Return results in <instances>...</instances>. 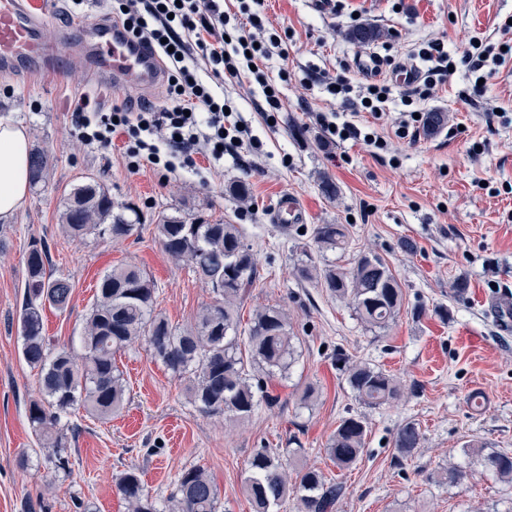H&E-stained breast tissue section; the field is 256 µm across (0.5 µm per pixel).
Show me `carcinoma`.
Returning <instances> with one entry per match:
<instances>
[{
	"instance_id": "cac0c4a2",
	"label": "carcinoma",
	"mask_w": 512,
	"mask_h": 512,
	"mask_svg": "<svg viewBox=\"0 0 512 512\" xmlns=\"http://www.w3.org/2000/svg\"><path fill=\"white\" fill-rule=\"evenodd\" d=\"M386 36L372 25L346 33L353 43H370ZM51 154L40 148L30 153L32 184H39L52 167ZM133 208L117 207L94 178L74 186L67 194L60 216L63 234L82 240L96 234L124 239L137 230ZM164 251L186 263L196 279L212 287L216 299L198 314L194 325L180 329L155 312L156 288L135 265H120L106 273L98 284L94 303L86 317L79 350L51 349L44 335L43 316L48 307L63 309L71 296L69 281L49 270L46 244L31 243L26 255L25 298L18 319L22 356L37 370L41 398L29 403L27 418L43 447L46 461L56 471L69 470L67 433L62 420L83 409L107 420L123 409L126 387L116 356L135 342H142L151 357L179 379L198 411L242 423L250 420L260 402L269 405L278 397L269 394L267 382L288 379L297 354L290 336L288 314L280 307L266 306L250 317L246 336H238L240 309L249 288L258 278L257 260L234 224L197 217L164 216L155 227ZM313 240L320 249L336 250L346 244L343 224H317ZM301 280L320 278L323 287L353 307L357 318L370 327L382 328L400 313L403 292L385 260L377 254L361 256L354 268L334 266L320 271L302 264L296 268ZM347 382L355 398L369 409L401 399V382L392 374L366 363L347 370ZM367 435L365 420L350 415L340 420L329 438L327 454L339 469L357 464ZM417 423L402 424L396 434V460H408L422 447ZM463 454L502 481L512 483V454L487 450L468 442ZM250 476L245 494L252 512H278L296 495L301 512H335L343 486L318 470L306 469L288 481V460L276 448H259L248 461ZM469 474L450 466L443 480L463 486ZM117 489L130 512H157L145 491L139 472L125 471ZM171 512H217V489L201 467L181 470L169 495Z\"/></svg>"
}]
</instances>
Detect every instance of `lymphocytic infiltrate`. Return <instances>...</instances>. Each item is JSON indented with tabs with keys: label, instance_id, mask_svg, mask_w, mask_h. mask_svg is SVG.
Segmentation results:
<instances>
[{
	"label": "lymphocytic infiltrate",
	"instance_id": "f902f5d3",
	"mask_svg": "<svg viewBox=\"0 0 512 512\" xmlns=\"http://www.w3.org/2000/svg\"><path fill=\"white\" fill-rule=\"evenodd\" d=\"M123 34L130 44L153 49L166 74L167 103L139 111L115 106L103 110L90 96L73 103L70 123L79 139L88 146L108 149L114 136H122V157L129 169L147 165L160 177L177 167L192 168L196 145H203L209 162L220 163L226 149L233 145H253L247 127L231 119L227 105L217 88L251 72L255 82L265 89L268 111L282 108L279 89L273 88L260 62L274 56L287 57L288 45L278 35H263L264 23L259 11L241 6L242 18L228 22L221 0H117ZM507 38L492 43L470 39L461 56H454L443 41L422 42L416 55L423 68L415 84L404 94L406 103L433 96L437 87L450 80V65L465 67L469 86L461 96L469 102L488 99L489 79L512 62V25L501 23ZM193 35L186 44L185 35ZM325 88L341 105L381 118L391 88L384 82L356 83L346 73L327 79ZM317 121L327 139L334 142L363 141L373 154L388 147L386 139L374 128L358 127L339 121L337 113H321Z\"/></svg>",
	"mask_w": 512,
	"mask_h": 512
}]
</instances>
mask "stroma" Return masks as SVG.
Instances as JSON below:
<instances>
[{
    "mask_svg": "<svg viewBox=\"0 0 512 512\" xmlns=\"http://www.w3.org/2000/svg\"><path fill=\"white\" fill-rule=\"evenodd\" d=\"M112 5L62 0L44 36L56 40L60 29L78 26L90 12L111 14ZM354 11L360 23L387 30L370 45L387 71L412 61L415 45L429 37L443 39L457 55L471 38L499 39L498 23L512 15V0H346L339 12L320 0H264L267 31L289 37L287 59L263 64L283 93L275 123L263 117L265 101L254 79L225 84L224 97L257 148L225 154L219 169L197 156V170H177L165 183L151 167L129 171L119 151L82 144L69 123V106L80 95L95 96L107 109L124 102L138 108L161 104L165 83L145 90L101 82L77 56L49 71L0 75V121L24 128L30 148L53 158L45 182L30 187L19 209L0 219L7 241L0 251V512H25L30 500L43 502L42 512H128L117 480L132 468L158 512H165L175 476L192 466L211 475L219 512H249L244 484L250 457L264 446L287 448L293 435L301 449L291 457V470L315 468L342 483L337 512H512V484L492 474L475 472L464 487L433 479L463 463L468 441L512 452V328L496 320L497 311L512 307V194L487 192L512 183V125L489 117L485 103L461 98L468 81L460 71L431 98L414 102V109L445 116L439 128L420 129L416 140L394 136L405 110L402 87H393L381 119L358 115V122L392 137L394 158L376 157L353 140L326 139L315 115L340 105L321 76L352 64L357 46L345 34ZM474 141L484 143L482 153L469 152ZM90 177L115 205L136 209L134 235L63 237L64 197ZM325 177L335 183V197L323 194ZM239 183L247 185V198L230 193ZM285 195L304 209V224L271 222ZM164 215L239 226L261 273L241 318L249 320L263 306L286 310L298 350L290 377L273 380L276 404H260L250 421L237 423L197 411L184 381L152 359L145 345L133 344L117 358L127 386L124 409L107 421L83 411L69 416L68 424L79 429L68 450L72 470L55 472L27 420L28 405L39 396L37 371L22 357L17 329L29 245L47 243L51 269L72 286L66 308L44 312L51 347L78 346L98 283L119 264L142 268L155 283L156 312L186 328L215 295L163 250L155 226ZM318 224L346 225L345 248L320 251L312 237ZM367 252L385 259L403 291L396 321L383 330L365 327L320 284L295 276L301 264L348 270ZM460 276L470 288L458 297L453 283ZM440 305L451 312L448 322L434 313ZM340 353L393 374L403 399L377 409L359 404L336 360ZM309 385L317 399L305 405L301 396ZM350 415L364 417L366 443L361 460L340 470L326 446ZM408 421L418 424L423 443L400 463L395 436Z\"/></svg>",
    "mask_w": 512,
    "mask_h": 512,
    "instance_id": "1",
    "label": "stroma"
}]
</instances>
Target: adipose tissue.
I'll use <instances>...</instances> for the list:
<instances>
[{
  "label": "adipose tissue",
  "mask_w": 512,
  "mask_h": 512,
  "mask_svg": "<svg viewBox=\"0 0 512 512\" xmlns=\"http://www.w3.org/2000/svg\"><path fill=\"white\" fill-rule=\"evenodd\" d=\"M29 187L28 137L23 128L0 123V218L20 207Z\"/></svg>",
  "instance_id": "adipose-tissue-1"
}]
</instances>
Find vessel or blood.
I'll return each mask as SVG.
<instances>
[{"label": "vessel or blood", "mask_w": 512, "mask_h": 512, "mask_svg": "<svg viewBox=\"0 0 512 512\" xmlns=\"http://www.w3.org/2000/svg\"><path fill=\"white\" fill-rule=\"evenodd\" d=\"M60 8L59 0H0V72L13 74L55 67L66 55L83 56L102 81L142 87L159 77V59L144 47H131L119 27L102 15L84 18L78 30L61 29L55 43H47L43 30ZM304 216L298 203L283 197L273 212L277 224H299Z\"/></svg>", "instance_id": "b4317fda"}]
</instances>
